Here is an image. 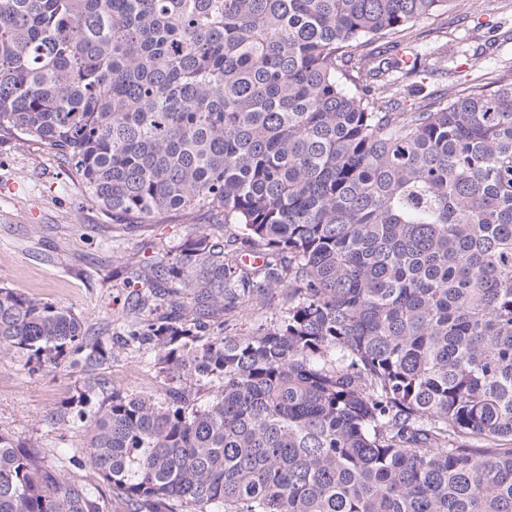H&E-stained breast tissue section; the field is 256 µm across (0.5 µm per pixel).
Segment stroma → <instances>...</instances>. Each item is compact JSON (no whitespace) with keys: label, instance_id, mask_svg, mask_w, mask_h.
I'll return each mask as SVG.
<instances>
[{"label":"stroma","instance_id":"stroma-1","mask_svg":"<svg viewBox=\"0 0 512 512\" xmlns=\"http://www.w3.org/2000/svg\"><path fill=\"white\" fill-rule=\"evenodd\" d=\"M424 47L441 59L483 49L512 60V41L498 43L499 29H512V0H454L448 12L422 23ZM208 223L169 218L124 236L121 249L106 240L112 220L86 203L64 159L41 143L0 142V285L32 297L71 306L88 331L108 339L118 318L131 308L132 291L123 280L132 263L155 256L193 237ZM123 394L161 392L151 356L120 353L92 370L28 373L16 360L0 359V431L41 438L47 447L80 442L82 428L50 427L48 414L83 387L88 378Z\"/></svg>","mask_w":512,"mask_h":512}]
</instances>
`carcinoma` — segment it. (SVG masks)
I'll list each match as a JSON object with an SVG mask.
<instances>
[{
	"label": "carcinoma",
	"mask_w": 512,
	"mask_h": 512,
	"mask_svg": "<svg viewBox=\"0 0 512 512\" xmlns=\"http://www.w3.org/2000/svg\"><path fill=\"white\" fill-rule=\"evenodd\" d=\"M451 2L0 0V140L61 154L119 237L213 218L127 271L107 344L0 286L28 371L131 347L172 382L86 383L61 453L0 432V512H512V64L399 92L451 73L412 30ZM458 71H460V73H456L455 76L451 75L452 77L448 78V82L442 78L435 79V77L433 79L427 78L426 80H423L424 85L426 86V93L442 90L446 88L447 84L449 86L451 83L455 86L454 90L456 91L467 88L474 83L472 79L475 75H469L470 73L466 72V68L459 67ZM281 307L280 297L274 295L267 304L263 307H252L249 305H243L237 310L243 309L244 312L235 317L236 321L232 324L237 323L235 328L242 331L243 333L251 331L253 328H257L261 324L269 323L270 320L275 319L278 316Z\"/></svg>",
	"instance_id": "cac0c4a2"
}]
</instances>
